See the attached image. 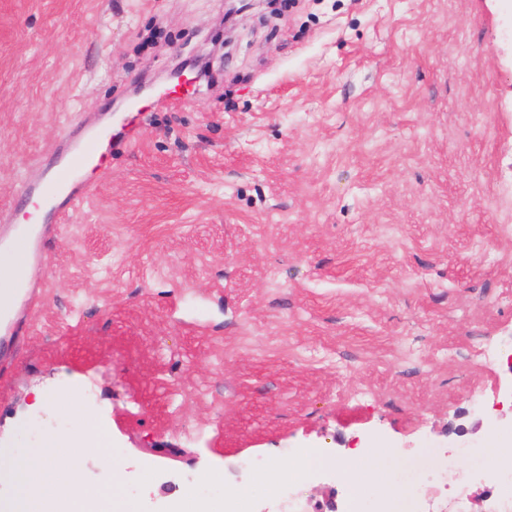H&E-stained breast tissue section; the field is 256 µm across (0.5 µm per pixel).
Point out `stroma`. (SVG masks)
Segmentation results:
<instances>
[{
  "instance_id": "1",
  "label": "stroma",
  "mask_w": 512,
  "mask_h": 512,
  "mask_svg": "<svg viewBox=\"0 0 512 512\" xmlns=\"http://www.w3.org/2000/svg\"><path fill=\"white\" fill-rule=\"evenodd\" d=\"M195 56L193 99L150 95ZM135 97V145L47 225L0 343V451L83 420L119 465L87 449L82 481L122 512L215 471L280 512L314 451L393 475L512 449V0H0V211L64 127ZM496 471L459 457L434 501L493 512ZM363 490L334 467L295 487L302 512Z\"/></svg>"
}]
</instances>
